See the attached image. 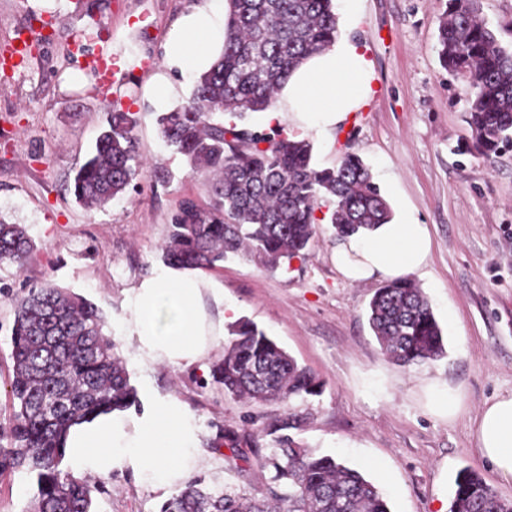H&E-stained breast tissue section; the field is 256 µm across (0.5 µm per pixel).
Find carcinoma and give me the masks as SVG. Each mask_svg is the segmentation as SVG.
I'll list each match as a JSON object with an SVG mask.
<instances>
[{"mask_svg":"<svg viewBox=\"0 0 512 512\" xmlns=\"http://www.w3.org/2000/svg\"><path fill=\"white\" fill-rule=\"evenodd\" d=\"M224 47L200 73L190 99L157 116L162 139L182 155L192 173L210 176L211 204L187 198L167 225L163 262L175 270L213 268L240 257L270 270L304 254L316 233L315 212L327 207L337 237L390 224L393 212L369 166L347 155L319 169L313 148L279 132L263 133L224 114L247 119L270 109L291 74L336 42L333 0H228ZM442 66L471 80L467 122L472 148L489 159L512 146V46L500 42L482 16L481 0H448L437 34ZM137 119L113 112L66 191L88 207L125 195L142 162ZM34 243L21 224L0 220V265L23 270ZM368 321L385 357L402 366L447 355L427 296L411 280H391L369 303ZM99 309L84 297L44 282L16 302L12 326L13 412L0 423V476L33 474L35 512H92L96 487L64 470L69 428L138 404L124 362L103 332ZM232 398L255 403L317 396L320 383L276 341L249 321H239L211 370ZM300 420L288 414L275 426L273 454L278 512H391L387 498L359 470L331 455H317L288 431ZM248 435L226 428L213 449L228 460H248ZM160 512H272L245 491L210 490L198 478L166 500ZM450 512H512L472 469L455 479Z\"/></svg>","mask_w":512,"mask_h":512,"instance_id":"cac0c4a2","label":"carcinoma"}]
</instances>
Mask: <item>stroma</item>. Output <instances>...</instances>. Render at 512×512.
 I'll return each mask as SVG.
<instances>
[{
	"label": "stroma",
	"mask_w": 512,
	"mask_h": 512,
	"mask_svg": "<svg viewBox=\"0 0 512 512\" xmlns=\"http://www.w3.org/2000/svg\"><path fill=\"white\" fill-rule=\"evenodd\" d=\"M188 2L0 0V50L20 30L34 43L22 67L0 72V219L25 225L36 246L23 273L0 265V419L11 411L15 297L49 280L101 310L137 391L129 417L166 398L194 415L192 473L213 487L267 498L275 471L260 460L275 446L270 426L293 413L300 418L295 440L359 469L385 492L392 512H448L455 477L466 467L512 500V481L480 456L471 434L483 405L512 393V149L489 160L461 150L471 141V88L448 74L437 52L448 0H334L339 33L363 54L372 93L336 129L307 137L319 167L336 166L348 153L362 157L395 223L410 214L427 227L431 252L411 278L429 299L447 356L411 366L384 357L367 317L384 280L344 277L336 236L322 221L305 255L277 270L238 258L195 270L212 337L200 362L172 367L135 358L133 292L163 271L160 247L181 200H211L207 176L190 173L164 145L159 110L145 91L164 68L168 33ZM75 41L122 61L109 90H100L73 54ZM115 110L138 117L146 165L134 187L98 208L63 199L62 186ZM160 173L165 181H157ZM229 305L310 370L320 394L288 404L225 396L211 369L224 356ZM448 389L463 401L452 419L428 405ZM224 428L249 434L258 450L244 469L230 467L212 447ZM83 478L96 488L94 512H159L178 491L127 467Z\"/></svg>",
	"instance_id": "35a3bbf8"
}]
</instances>
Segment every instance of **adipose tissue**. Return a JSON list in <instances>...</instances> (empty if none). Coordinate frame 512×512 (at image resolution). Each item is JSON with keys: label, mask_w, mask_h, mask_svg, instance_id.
Listing matches in <instances>:
<instances>
[{"label": "adipose tissue", "mask_w": 512, "mask_h": 512, "mask_svg": "<svg viewBox=\"0 0 512 512\" xmlns=\"http://www.w3.org/2000/svg\"><path fill=\"white\" fill-rule=\"evenodd\" d=\"M223 41L224 0H190L169 33L164 72L149 80L155 104L164 106L174 93L169 72L205 71ZM370 90L363 55L356 44L343 40L292 73L269 118L276 121L288 112L298 130L326 133L343 122ZM430 249L426 227L409 219L342 240L336 247V265L351 280L375 274L394 279L419 270ZM199 295L195 281L167 272L137 288L131 303L137 353L176 367L199 362L209 342ZM197 432L194 416L168 398L133 421L113 412L74 424L66 440V458L80 472H106L125 464L150 483L168 486L194 465ZM472 436L482 458L504 480L512 481V393L483 407L473 422Z\"/></svg>", "instance_id": "ef3b65f1"}]
</instances>
